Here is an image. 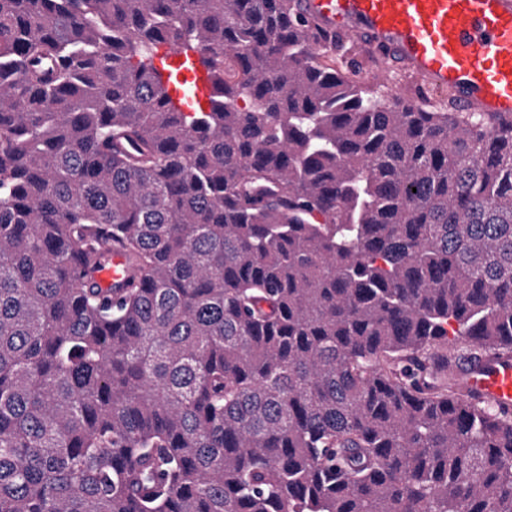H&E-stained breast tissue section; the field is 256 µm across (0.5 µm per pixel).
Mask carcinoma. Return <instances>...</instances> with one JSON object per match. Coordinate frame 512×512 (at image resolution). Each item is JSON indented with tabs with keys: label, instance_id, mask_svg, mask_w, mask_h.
I'll use <instances>...</instances> for the list:
<instances>
[{
	"label": "carcinoma",
	"instance_id": "1",
	"mask_svg": "<svg viewBox=\"0 0 512 512\" xmlns=\"http://www.w3.org/2000/svg\"><path fill=\"white\" fill-rule=\"evenodd\" d=\"M299 2L0 0V512H512V115ZM124 257L120 252L112 255V262L103 266L97 273L98 281L102 288H112L124 280ZM466 396L489 401L499 409L512 410V357L495 361L463 360L455 370Z\"/></svg>",
	"mask_w": 512,
	"mask_h": 512
}]
</instances>
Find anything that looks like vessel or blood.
<instances>
[{"instance_id": "obj_1", "label": "vessel or blood", "mask_w": 512, "mask_h": 512, "mask_svg": "<svg viewBox=\"0 0 512 512\" xmlns=\"http://www.w3.org/2000/svg\"><path fill=\"white\" fill-rule=\"evenodd\" d=\"M300 8L426 85L452 89L463 108L512 114V0H300ZM124 273L117 252L97 278L108 288ZM455 373L465 395L512 410V357L464 360Z\"/></svg>"}]
</instances>
